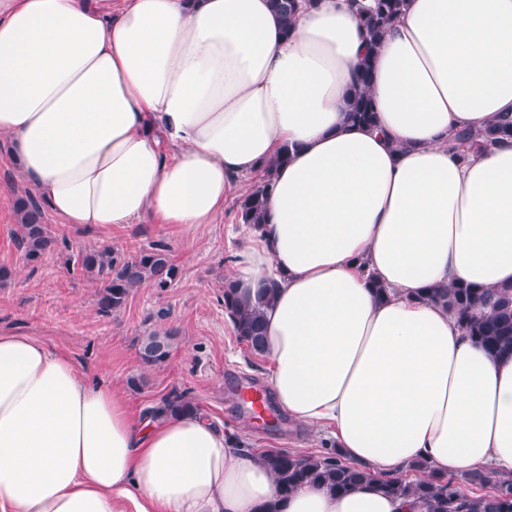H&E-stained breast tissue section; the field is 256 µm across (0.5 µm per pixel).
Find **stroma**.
Segmentation results:
<instances>
[{
    "instance_id": "stroma-1",
    "label": "stroma",
    "mask_w": 512,
    "mask_h": 512,
    "mask_svg": "<svg viewBox=\"0 0 512 512\" xmlns=\"http://www.w3.org/2000/svg\"><path fill=\"white\" fill-rule=\"evenodd\" d=\"M26 190L9 142L0 137V267L11 272L0 282V333L20 332L66 354L80 377L111 387L131 413L144 414L177 391L246 448L335 453L330 437L295 425L280 412L259 428L245 426L237 388L266 384L269 364L238 339L221 298L245 234L236 198H228L219 223L192 231L146 219L89 228L46 214L59 248L33 267L13 245L16 203ZM153 242L169 247L181 271L178 283L165 292L139 288L120 314L101 316L95 286L70 270V260L85 249L109 246L132 253ZM159 327L173 330L176 339L166 362L149 367L138 356L136 339Z\"/></svg>"
}]
</instances>
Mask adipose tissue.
I'll list each match as a JSON object with an SVG mask.
<instances>
[{
	"label": "adipose tissue",
	"instance_id": "ef3b65f1",
	"mask_svg": "<svg viewBox=\"0 0 512 512\" xmlns=\"http://www.w3.org/2000/svg\"><path fill=\"white\" fill-rule=\"evenodd\" d=\"M349 0H0V136L67 224H214L279 154L234 278L265 310L268 384L372 481L278 500L258 452L200 415L131 416L33 337L0 334V512H422L376 480L512 472V354L430 287L512 286V0H406L373 51L377 126L345 119L365 53ZM388 290L377 298L376 285ZM512 139V118L504 116L489 124L485 129L473 133L469 130L458 132L449 142L448 148L453 151L463 150L468 144L477 141L500 142Z\"/></svg>",
	"mask_w": 512,
	"mask_h": 512
}]
</instances>
